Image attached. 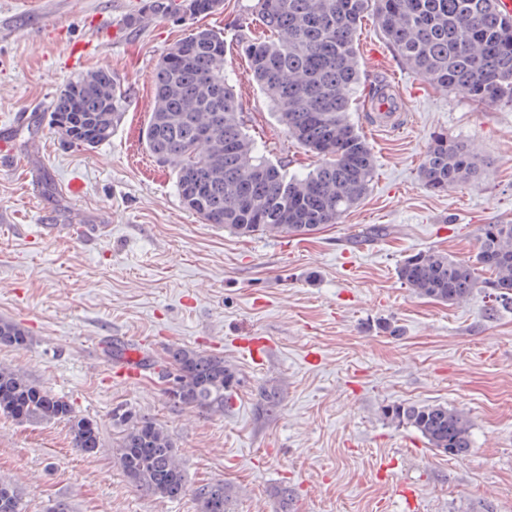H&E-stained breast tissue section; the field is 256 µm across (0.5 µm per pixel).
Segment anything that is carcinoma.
<instances>
[{"label":"carcinoma","instance_id":"1","mask_svg":"<svg viewBox=\"0 0 512 512\" xmlns=\"http://www.w3.org/2000/svg\"><path fill=\"white\" fill-rule=\"evenodd\" d=\"M373 9L384 37L401 61L429 84L484 105L512 106V18L496 0H253L251 19L238 23L237 45L254 81L289 138L318 158L315 168L288 171L272 163L264 143L245 129L231 74L224 67V36L198 28L173 44L154 69V99L143 130L156 162L167 166L182 204L206 224L240 235H308L338 224L369 192L377 166L374 153L349 112L361 83L356 34ZM223 9V0H144L135 25L148 13L161 19L203 17ZM269 32L252 35V21ZM126 93L112 70H89L58 92L49 117L66 127L61 141L91 150L109 141L124 115ZM481 158L446 133L434 135L419 169L434 192L474 180ZM388 235L382 224L358 233L362 241ZM476 263L492 277L435 250L408 255L400 281L416 295L439 302L468 299L489 288L512 303V224L480 229ZM25 330L0 319V345L22 347ZM173 377L166 389L181 408L222 413L239 382L224 356L189 348L169 351L161 370ZM0 412L22 422L64 419L74 447L100 448L98 430L62 398L49 394L8 367H0ZM387 419L416 429L431 447L462 458L473 448L466 412L444 404H397ZM125 429L118 448L128 481L161 498L186 492L177 450L152 418L121 414ZM201 512H229L222 483L198 487ZM0 512H19L15 491L0 484Z\"/></svg>","mask_w":512,"mask_h":512}]
</instances>
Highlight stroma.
<instances>
[{
	"instance_id": "obj_1",
	"label": "stroma",
	"mask_w": 512,
	"mask_h": 512,
	"mask_svg": "<svg viewBox=\"0 0 512 512\" xmlns=\"http://www.w3.org/2000/svg\"><path fill=\"white\" fill-rule=\"evenodd\" d=\"M252 0L179 20H127L142 0H0V318L26 347L0 346L8 366L67 397L97 421L101 446L73 448L60 420L20 424L0 414V483L20 512H199L195 489L224 482L230 512H512V305L488 289L445 304L402 285L408 255L442 250L474 263L479 230L512 224V107L435 88L402 64L373 13L356 48L363 79L386 78L406 125L376 132L350 114L377 173L341 223L316 234L242 237L184 208L171 172L142 142L152 75L197 27L224 35V60L251 135L274 161L315 159L288 139L245 78L234 22ZM106 66L126 89L124 118L95 149L64 144L48 124L59 90ZM439 132L475 146L479 179L438 193L418 177ZM79 193H71V183ZM366 224L382 241L352 243ZM271 345L254 363L236 339ZM222 354L241 383L223 413L173 406L165 382L113 379L105 340ZM322 360L311 364L309 352ZM275 392L268 409L261 390ZM392 403L464 410L474 448L463 458L389 424ZM153 418L172 438L187 490L175 500L135 488L117 455L114 409ZM293 497L281 507L276 491Z\"/></svg>"
}]
</instances>
